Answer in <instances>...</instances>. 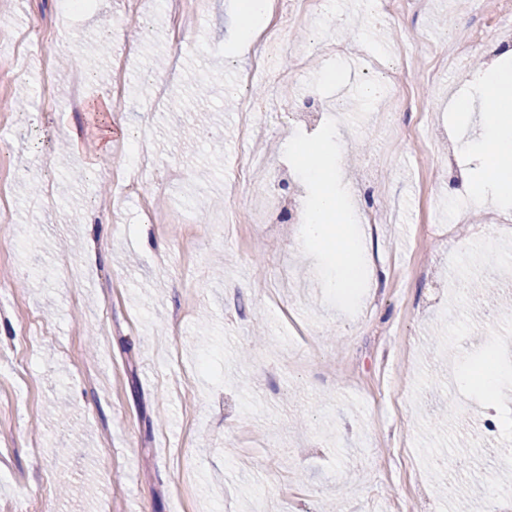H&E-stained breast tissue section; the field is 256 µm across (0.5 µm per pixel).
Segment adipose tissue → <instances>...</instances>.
<instances>
[{
    "instance_id": "ef3b65f1",
    "label": "adipose tissue",
    "mask_w": 512,
    "mask_h": 512,
    "mask_svg": "<svg viewBox=\"0 0 512 512\" xmlns=\"http://www.w3.org/2000/svg\"><path fill=\"white\" fill-rule=\"evenodd\" d=\"M504 56L512 57V48L501 54L492 53L476 75L481 94L490 105L483 135L470 144L480 166L454 188L456 194L480 197L501 209L512 207V70L499 67ZM286 148L315 187L299 236L333 249L336 262L330 286L345 290L362 272L352 261L358 244L344 231L354 216L340 202L342 191L336 178L337 162L343 155L342 135L332 129L316 142L291 140Z\"/></svg>"
}]
</instances>
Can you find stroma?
I'll return each instance as SVG.
<instances>
[{
  "label": "stroma",
  "mask_w": 512,
  "mask_h": 512,
  "mask_svg": "<svg viewBox=\"0 0 512 512\" xmlns=\"http://www.w3.org/2000/svg\"><path fill=\"white\" fill-rule=\"evenodd\" d=\"M238 3L201 0L202 21L185 28L167 0L69 14L57 0H0V21L42 44L24 60L0 43V512H484L492 491L512 496L500 464L512 381L492 398L463 383L485 354L512 358V309L479 314L456 291L475 278L512 298V223L492 224L475 199L450 223L448 187L473 165L485 106L472 79L503 0H483L478 31L471 0H431L415 17H398L399 0H321L300 26L282 15L307 72L280 84L266 135L246 146L239 111L268 81H237L252 47ZM452 42L476 51L449 59ZM66 58L90 76L85 100L124 84L111 148L96 113L72 107ZM375 80L396 91L365 102L359 88ZM399 91L423 101L426 157L393 108ZM462 95L474 99L467 125ZM309 98L343 109L295 121ZM203 122L215 138H196ZM336 126L364 147L343 156L351 204L388 216L375 235L348 225L368 274L340 295L332 256L298 241L297 225L251 221L267 192L312 200L284 141ZM141 134L155 164L128 197L112 172ZM253 155L264 165L231 185ZM483 405L495 433L471 416Z\"/></svg>",
  "instance_id": "stroma-1"
}]
</instances>
